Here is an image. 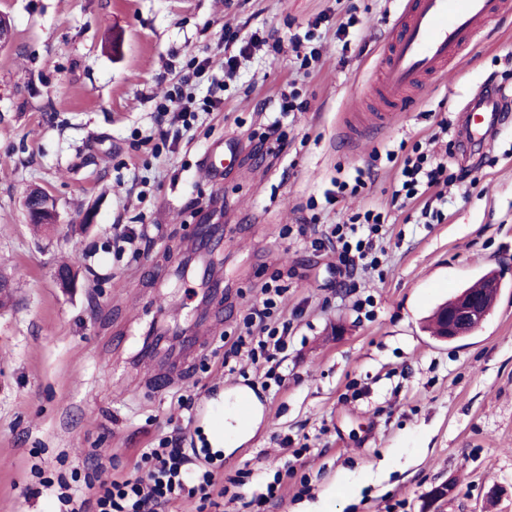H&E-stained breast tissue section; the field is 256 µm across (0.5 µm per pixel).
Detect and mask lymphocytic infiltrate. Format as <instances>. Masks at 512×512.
I'll use <instances>...</instances> for the list:
<instances>
[{
  "label": "lymphocytic infiltrate",
  "mask_w": 512,
  "mask_h": 512,
  "mask_svg": "<svg viewBox=\"0 0 512 512\" xmlns=\"http://www.w3.org/2000/svg\"><path fill=\"white\" fill-rule=\"evenodd\" d=\"M386 158L398 168L393 200L404 206L422 202V217L441 218V211L432 208L425 198L433 188L450 181L447 159L428 154L418 143L403 155L387 151ZM386 222L384 212L370 208L353 215L349 223L332 226L331 235L340 247L339 260L345 268H355L371 253ZM283 294L280 287L264 288L262 300L245 319V335L238 337L225 352V364L244 355L255 361L263 360L269 370L280 367L281 355L288 348V332L273 326L271 318ZM134 468V474L107 483L92 482L85 488L60 482L59 512H169L173 503L185 497L198 498L205 510L213 506L215 497L225 494L218 474L192 468L178 428L160 438L157 446L141 449Z\"/></svg>",
  "instance_id": "1"
}]
</instances>
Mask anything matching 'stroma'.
Here are the masks:
<instances>
[{
	"instance_id": "obj_1",
	"label": "stroma",
	"mask_w": 512,
	"mask_h": 512,
	"mask_svg": "<svg viewBox=\"0 0 512 512\" xmlns=\"http://www.w3.org/2000/svg\"><path fill=\"white\" fill-rule=\"evenodd\" d=\"M399 0H0L13 37L0 45V512H55L40 474L103 465L128 475L140 449L173 428L190 402L185 447L228 493L217 512H424L428 492L450 489L436 512H512V119L481 153L450 155L467 168L448 190L441 222L392 201L399 144L427 142L487 82L512 89V14L492 22L454 66L405 112L367 133L365 94ZM352 19L346 39L336 23ZM261 40L233 77L226 33ZM304 42L294 47L292 38ZM318 49L314 69L298 51ZM217 65L195 75L187 63ZM182 90L199 113L179 138L162 139L156 106ZM281 151L254 148L281 97ZM232 140L222 183L202 159ZM356 196L326 205L336 181ZM50 193L54 227L29 223L24 198ZM378 208L390 224L376 270L336 274L329 227ZM94 211L95 223L82 216ZM217 228L209 279L181 273L197 228ZM313 224L323 246L301 240ZM145 227L150 243L116 241L118 226ZM70 264L73 287L54 273ZM494 274L496 304L480 329L435 340L423 319L442 301ZM280 276L274 313L290 324L281 383L250 362L224 374V351L245 331L261 290ZM246 384L259 407L251 437L232 451L211 444L226 386ZM294 473L278 497L256 496L283 464ZM388 480L365 483L379 466Z\"/></svg>"
}]
</instances>
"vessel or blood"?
<instances>
[{
  "label": "vessel or blood",
  "instance_id": "obj_1",
  "mask_svg": "<svg viewBox=\"0 0 512 512\" xmlns=\"http://www.w3.org/2000/svg\"><path fill=\"white\" fill-rule=\"evenodd\" d=\"M510 11L512 0H402L374 88L383 104L375 117L377 126L390 125L409 105L412 91L459 61L491 18ZM501 110L494 88L479 89L462 111L470 138L486 139L496 129Z\"/></svg>",
  "mask_w": 512,
  "mask_h": 512
}]
</instances>
